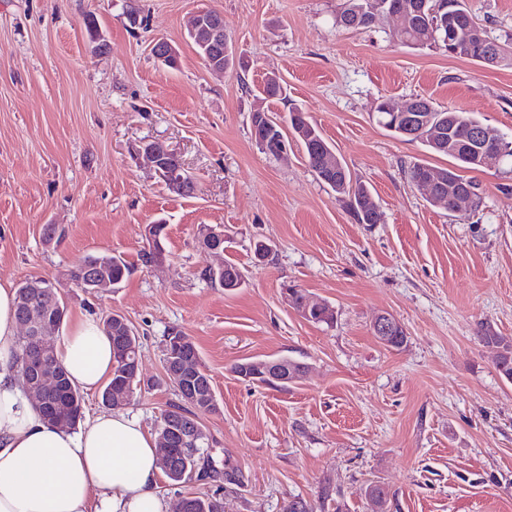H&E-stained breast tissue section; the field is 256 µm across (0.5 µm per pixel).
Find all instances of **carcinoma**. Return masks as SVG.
<instances>
[{
	"mask_svg": "<svg viewBox=\"0 0 512 512\" xmlns=\"http://www.w3.org/2000/svg\"><path fill=\"white\" fill-rule=\"evenodd\" d=\"M393 0H338L336 4V27L345 28L342 21L345 16L353 15L366 18L379 5L389 4ZM424 4L421 14L411 19L409 25L403 30L394 33V38L408 47L415 49H441L448 56L456 59H470L475 53L476 44L473 40L475 30H481L487 39L497 44L500 50L499 61L512 62V34L500 40L492 37L487 29L467 9L465 0H445L446 8L438 15L432 9L440 0H419ZM264 99H277L282 96L281 79L277 76L268 77L260 90ZM418 106V115L426 127V136L419 139L430 153L447 156L455 161L452 168H434L425 162H415L408 168L410 182L417 183L418 178L428 172L440 173L443 179L453 178L461 188L476 190L477 183L462 175L463 170H482L484 166L463 160L460 147L474 131L479 132L483 138L490 142H499L504 149L502 160L512 158V141L506 140L498 128L485 124L470 112H461L451 108L436 105L431 99L424 96L415 98ZM387 102L382 100L376 107V113L385 122V128L397 137H403L401 128L404 120L401 114L387 112L384 106ZM336 195L345 199L346 207L353 219L360 224H374L379 221L380 213L374 210L373 195L369 188L351 175L336 173V181L331 185ZM104 267L116 279L125 280L131 274V265L122 257L108 253H99L87 257L77 268L71 271L72 280L79 282L95 272L97 267ZM43 279L32 278L25 281L26 287L17 289L16 319L22 324L30 317L41 319L50 314H58V322H64L67 311L59 310L61 303L59 293L52 295L41 288ZM106 333L112 336L114 351V369L112 377L101 394L102 404L109 409H118L131 401V396L137 386L138 364L136 354L119 337L112 335V329L105 327ZM187 354H198L197 348L190 337L180 331H172L167 335L165 359H176ZM45 365L48 368H59L63 377L60 387L51 395L55 413L42 409L43 415L54 420L63 428H74L81 421L83 412L80 406L73 405L83 399L80 391L72 385L65 370L60 363L55 350L45 352ZM183 457L187 466L176 475L166 474L168 480L174 485L202 482L204 484L215 482L226 486H239L243 483L242 472L233 466L217 464L212 448L208 444L191 445L183 449ZM189 508L187 512H219L218 505L210 496H190L187 498Z\"/></svg>",
	"mask_w": 512,
	"mask_h": 512,
	"instance_id": "1",
	"label": "carcinoma"
}]
</instances>
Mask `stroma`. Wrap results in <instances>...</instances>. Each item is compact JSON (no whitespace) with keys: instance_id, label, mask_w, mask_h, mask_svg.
<instances>
[{"instance_id":"1","label":"stroma","mask_w":512,"mask_h":512,"mask_svg":"<svg viewBox=\"0 0 512 512\" xmlns=\"http://www.w3.org/2000/svg\"><path fill=\"white\" fill-rule=\"evenodd\" d=\"M337 0H0V282H56L68 320L122 315L139 338L142 386L129 406L149 433L179 397L164 344L189 336L217 409L202 424L217 461L243 486H158L218 495L224 512H283L331 486L342 512H368V482L385 484L389 512H512V382L482 335L512 339V173H476L483 205L448 212L412 185L409 164L449 158L395 137L375 120L380 100L415 96L474 113L512 138V64L488 66L393 42L395 20L363 32L334 24ZM222 15L234 64L208 69L188 36L192 15ZM96 36H89L87 18ZM162 37L170 68L151 54ZM283 80L265 101V77ZM306 112L381 220L360 224L309 168L302 145L283 157L257 148L251 114ZM173 149L196 183L167 190L132 156L140 142ZM166 225L168 261L138 255L145 225ZM65 234L46 245L43 228ZM223 227L220 254L197 239ZM271 254L256 262L254 241ZM122 256L132 274L90 296L69 273L88 256ZM230 261L242 287L204 279ZM292 285L326 301L332 325L286 301ZM391 314L406 345L372 331ZM288 357L306 373L284 386L241 379L236 365Z\"/></svg>"}]
</instances>
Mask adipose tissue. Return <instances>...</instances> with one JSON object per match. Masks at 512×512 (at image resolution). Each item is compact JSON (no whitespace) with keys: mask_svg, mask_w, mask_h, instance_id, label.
<instances>
[{"mask_svg":"<svg viewBox=\"0 0 512 512\" xmlns=\"http://www.w3.org/2000/svg\"><path fill=\"white\" fill-rule=\"evenodd\" d=\"M15 290L0 283V512H166L158 448L139 418L104 410L68 429L44 418L18 375ZM72 384L110 379L112 341L93 316L56 348Z\"/></svg>","mask_w":512,"mask_h":512,"instance_id":"ef3b65f1","label":"adipose tissue"}]
</instances>
